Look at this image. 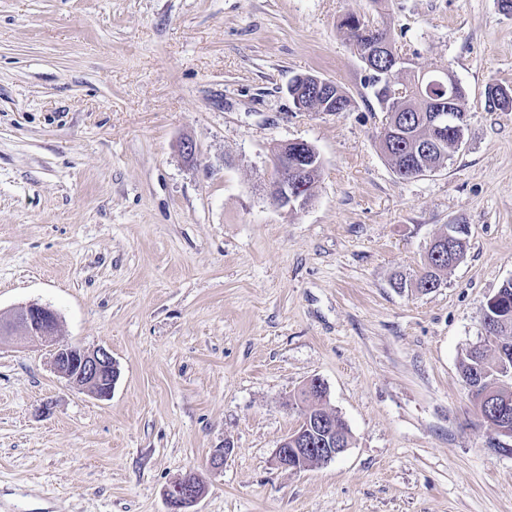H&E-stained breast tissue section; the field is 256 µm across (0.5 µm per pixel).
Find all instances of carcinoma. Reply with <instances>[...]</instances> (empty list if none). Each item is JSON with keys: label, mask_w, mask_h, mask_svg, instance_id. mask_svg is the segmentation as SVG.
I'll use <instances>...</instances> for the list:
<instances>
[{"label": "carcinoma", "mask_w": 512, "mask_h": 512, "mask_svg": "<svg viewBox=\"0 0 512 512\" xmlns=\"http://www.w3.org/2000/svg\"><path fill=\"white\" fill-rule=\"evenodd\" d=\"M339 27L348 34L354 48H359L372 38L371 25L354 14L346 15ZM394 78V70L389 68L388 60L377 61L367 75L368 87L382 112L388 113L389 123L402 127L403 135L394 137L391 150L399 158L409 157L417 144L432 142L439 144V150L428 160L439 169L447 163L451 153L459 150V140L465 137V129L451 132L440 131L426 121L427 101L420 97L417 88L406 91L401 103V111H392L393 105L381 93V88ZM486 106L489 110H512V87L498 83H489L485 87ZM288 156L312 166L311 182H316L322 162L315 148L305 141L288 146ZM467 231L458 234L454 242L438 249V243L445 240L440 235L432 244L424 258L422 272L416 281V288L429 292L441 286L443 276L449 268L455 266L463 257L466 247ZM504 304L484 306L483 324L495 327L491 338L493 347L484 345L471 347L460 362L463 382L470 394L477 413L489 416L496 434L512 433V388L506 383L512 378V279L503 282L498 290ZM300 416L308 418L311 430L310 438L316 448H345L349 445V431L340 416L329 409L321 400L318 386L310 384L300 392L296 400ZM336 419V436H329L320 426L321 420L329 417Z\"/></svg>", "instance_id": "cac0c4a2"}]
</instances>
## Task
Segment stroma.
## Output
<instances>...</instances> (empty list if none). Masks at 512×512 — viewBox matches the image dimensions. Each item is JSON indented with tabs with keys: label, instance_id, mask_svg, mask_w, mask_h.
I'll list each match as a JSON object with an SVG mask.
<instances>
[{
	"label": "stroma",
	"instance_id": "obj_1",
	"mask_svg": "<svg viewBox=\"0 0 512 512\" xmlns=\"http://www.w3.org/2000/svg\"><path fill=\"white\" fill-rule=\"evenodd\" d=\"M349 14L465 88L466 143L434 173L381 153ZM307 73L353 110L297 111ZM491 82L512 86L496 0H0V316L49 306L60 342L120 371L100 398L49 347L0 346V512H168L189 474L191 512H512V438L460 373L512 278V111H488ZM293 140L322 170L290 211L266 184ZM452 224L467 247L441 286L395 288ZM313 378L350 445L280 468ZM202 487L196 477L187 475L172 484L166 492L171 512H188L202 495Z\"/></svg>",
	"mask_w": 512,
	"mask_h": 512
}]
</instances>
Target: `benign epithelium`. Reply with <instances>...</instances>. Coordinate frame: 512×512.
<instances>
[{"instance_id": "benign-epithelium-1", "label": "benign epithelium", "mask_w": 512, "mask_h": 512, "mask_svg": "<svg viewBox=\"0 0 512 512\" xmlns=\"http://www.w3.org/2000/svg\"><path fill=\"white\" fill-rule=\"evenodd\" d=\"M393 68L401 75L409 76L413 83H423L425 73H419L410 66L406 57L396 56ZM315 97L311 102L321 106H336L329 98L328 90L332 83L326 79L313 78ZM428 120L431 125L444 128L457 125V116L453 113V94L430 99ZM269 194L280 208L294 210L306 206L313 193L314 185L309 183L308 170L297 163H288L283 157L278 169L268 180ZM58 321L55 313L48 307L30 304L20 308L10 319L0 320V344L20 335L25 339L52 348L54 368L70 383L82 387L90 393L106 398L112 393V386L118 377V368L112 354L103 347L87 349L79 346L58 343ZM308 428H296L289 437L283 439L276 451L275 459L279 467H290L293 460L301 461L308 449L297 444L306 437ZM202 495V487L197 478L187 475L172 484L166 492L171 512H187Z\"/></svg>"}]
</instances>
